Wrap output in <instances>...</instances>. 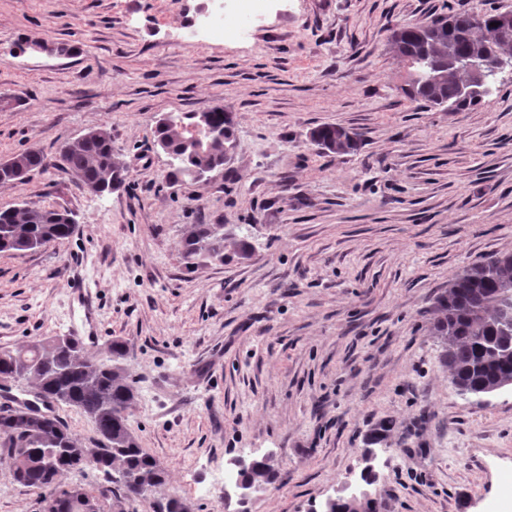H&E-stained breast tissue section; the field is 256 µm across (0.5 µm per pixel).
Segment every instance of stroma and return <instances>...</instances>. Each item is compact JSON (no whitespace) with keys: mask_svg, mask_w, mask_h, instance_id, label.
<instances>
[{"mask_svg":"<svg viewBox=\"0 0 512 512\" xmlns=\"http://www.w3.org/2000/svg\"><path fill=\"white\" fill-rule=\"evenodd\" d=\"M202 0H0V162L112 132L124 186L95 195L48 169L0 184L74 213L69 239L0 252V349L68 334L71 289L98 295L90 353L125 342L130 425L191 512H318L369 494L380 512H512V389L459 394L431 336L434 297L464 265L512 253V81L443 112L404 93L392 29L512 0H284L243 42L188 41ZM46 39L70 55L20 51ZM223 105L232 159L167 185L155 142L170 113ZM337 124L357 150L309 139ZM193 224L248 255L189 267ZM388 423L386 438L370 434ZM274 454L279 476L225 496L230 458ZM0 454V512H42Z\"/></svg>","mask_w":512,"mask_h":512,"instance_id":"1","label":"stroma"}]
</instances>
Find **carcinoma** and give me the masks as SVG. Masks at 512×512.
I'll return each mask as SVG.
<instances>
[{
  "label": "carcinoma",
  "mask_w": 512,
  "mask_h": 512,
  "mask_svg": "<svg viewBox=\"0 0 512 512\" xmlns=\"http://www.w3.org/2000/svg\"><path fill=\"white\" fill-rule=\"evenodd\" d=\"M497 14H483L476 24L469 13L438 16L427 28L409 26L391 41L393 52L406 60L414 80L405 93L442 110H462L479 105L483 98L461 95L468 82L466 71L448 60L512 55V41H503L499 28L490 26ZM156 142L175 155L167 174L171 184L182 182L200 168L221 170L226 146L235 140V124L222 106L207 112H182L162 117L155 127ZM310 138L325 151L347 154L356 147L345 128L325 124ZM27 172L53 166L96 194L112 191L113 183L126 180V170L112 157V135L104 128L82 134L81 141L61 149L57 164L30 150L18 154ZM78 225L65 222V213L54 208L25 204L0 211V252L46 247L74 235ZM190 266L224 263V225L194 224L182 241ZM512 310V253L493 254L468 264L433 303L432 335L446 340L443 359L451 378L467 390L486 389L512 379V327L502 322ZM35 385L41 399L75 408L90 419L105 440L99 471L122 473L124 495L147 499L164 483L159 461L141 448L129 416L136 398L132 383L117 372H108L78 341L55 343L54 337L35 340L15 349L0 350V376ZM0 452L13 462L14 480L44 491L43 512H85L70 499L62 479L85 467L82 449L68 428L56 417L39 420L15 408L0 410ZM245 478L271 484L276 477L263 459L253 460Z\"/></svg>",
  "instance_id": "cac0c4a2"
}]
</instances>
